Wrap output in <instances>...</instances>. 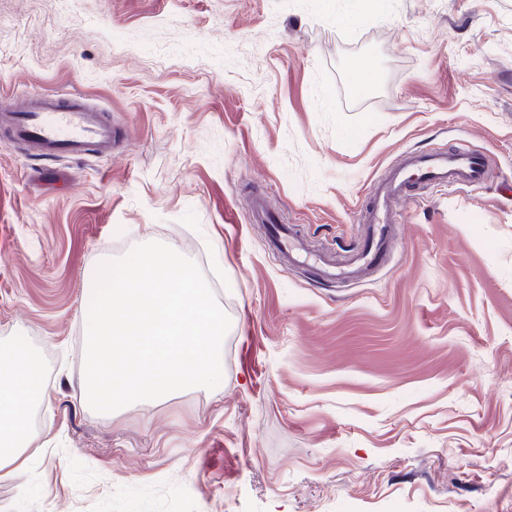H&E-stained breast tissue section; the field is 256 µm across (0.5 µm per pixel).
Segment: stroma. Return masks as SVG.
Listing matches in <instances>:
<instances>
[{"label":"stroma","mask_w":512,"mask_h":512,"mask_svg":"<svg viewBox=\"0 0 512 512\" xmlns=\"http://www.w3.org/2000/svg\"><path fill=\"white\" fill-rule=\"evenodd\" d=\"M58 90L121 138L0 132V342L44 371L0 512H512V0H0V114ZM462 145L483 185L402 205L369 279L287 266L253 220L344 262L376 182ZM152 241L229 316L222 381L98 414L85 284Z\"/></svg>","instance_id":"35a3bbf8"}]
</instances>
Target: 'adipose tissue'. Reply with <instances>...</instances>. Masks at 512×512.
<instances>
[{
    "label": "adipose tissue",
    "instance_id": "obj_1",
    "mask_svg": "<svg viewBox=\"0 0 512 512\" xmlns=\"http://www.w3.org/2000/svg\"><path fill=\"white\" fill-rule=\"evenodd\" d=\"M40 364L14 347H0V472L24 461L30 445L29 410L40 388Z\"/></svg>",
    "mask_w": 512,
    "mask_h": 512
}]
</instances>
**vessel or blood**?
Masks as SVG:
<instances>
[{"label":"vessel or blood","mask_w":512,"mask_h":512,"mask_svg":"<svg viewBox=\"0 0 512 512\" xmlns=\"http://www.w3.org/2000/svg\"><path fill=\"white\" fill-rule=\"evenodd\" d=\"M5 127L10 138L29 142L41 156H79L90 151L108 156L117 138L108 114L90 107L83 96L74 93L36 96L11 113ZM485 178L484 157L466 148L410 154L374 185L370 203L359 210L358 221L365 224L366 232L351 263L339 269L318 255L310 259V267L331 281L360 279L386 261L402 221L398 204L416 199L418 186L444 187L451 182L476 186ZM271 244L291 261H300L294 231L275 226Z\"/></svg>","instance_id":"vessel-or-blood-1"}]
</instances>
